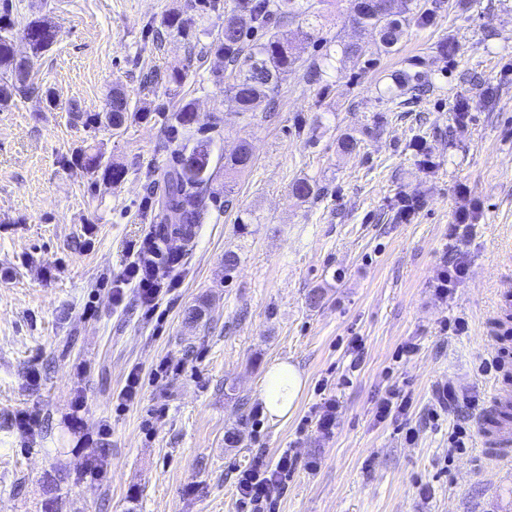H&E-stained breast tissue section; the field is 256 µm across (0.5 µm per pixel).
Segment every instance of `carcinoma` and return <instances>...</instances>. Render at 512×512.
Returning <instances> with one entry per match:
<instances>
[{
    "label": "carcinoma",
    "instance_id": "carcinoma-1",
    "mask_svg": "<svg viewBox=\"0 0 512 512\" xmlns=\"http://www.w3.org/2000/svg\"><path fill=\"white\" fill-rule=\"evenodd\" d=\"M415 0H355L351 24L358 30L371 29L376 32L385 50H390L400 41L405 14L416 9ZM224 8L230 12L224 22L216 43L212 44L215 53L224 58L225 67L235 73L234 81L225 86L224 92L230 96L237 113L244 118L253 117L257 100H267L269 112L278 107V90L296 67L299 56L288 42V36L280 28L296 19L305 21L301 30L304 38L313 37L317 31L322 13L315 8L312 0H228ZM164 25L168 33L187 38L191 33V21L181 14L169 15ZM15 22L9 14V5H4L0 15V109L14 104L19 97L33 95L34 88L29 84L31 73L37 61L48 52L57 41L58 30L44 17H34L25 22L22 32L30 39L31 55L21 58L14 48ZM325 53L321 63L307 68L310 81L323 78L327 70L333 68L336 54L354 56L359 51L355 42L323 44ZM68 112L73 121L86 129L106 128L118 131L130 117L138 114L132 108L129 97L121 90L114 89L105 99L100 112H85L72 105ZM195 111L193 104L183 103L169 118L171 134H181L182 141L177 150L176 165L167 172L164 196L161 201L163 218L173 215L180 224H200L207 211L210 185L214 179L212 170V139L197 136L194 128ZM74 163L87 171L102 172L103 178L118 181L125 175V169L104 159L100 151H79ZM252 164V153L248 142L240 143L238 150L224 159V171L243 172ZM294 194L302 198L317 197L320 188L313 180L301 179L293 184ZM64 480L62 469L46 477L43 512H58L59 491Z\"/></svg>",
    "mask_w": 512,
    "mask_h": 512
}]
</instances>
